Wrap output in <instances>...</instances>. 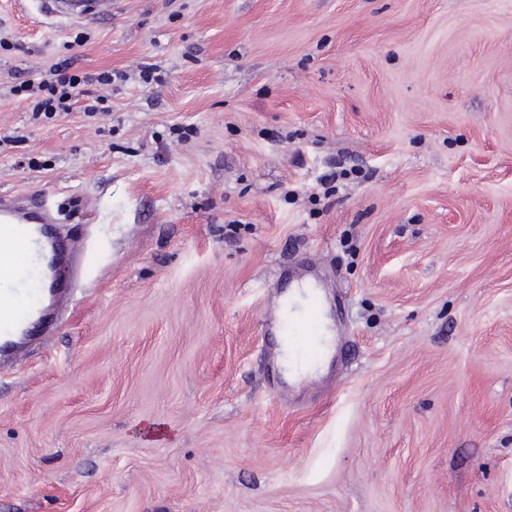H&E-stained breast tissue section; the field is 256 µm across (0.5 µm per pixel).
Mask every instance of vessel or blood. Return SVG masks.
<instances>
[{"label": "vessel or blood", "instance_id": "1", "mask_svg": "<svg viewBox=\"0 0 512 512\" xmlns=\"http://www.w3.org/2000/svg\"><path fill=\"white\" fill-rule=\"evenodd\" d=\"M42 5L47 15L79 20L112 10V0H97L90 11L83 0H42ZM53 221L45 195L0 193V257L11 260L9 268L0 273L9 281L8 287L0 289L1 364L12 357L27 337L37 335L47 320L45 309L22 308V297L46 294L59 300L73 295L67 276L50 280L44 277L49 241L42 227ZM321 288V282L313 278L299 284L300 300L291 302L287 312L273 318L280 330L287 333L288 343L302 364L324 361L331 352L330 345L322 339L325 305Z\"/></svg>", "mask_w": 512, "mask_h": 512}]
</instances>
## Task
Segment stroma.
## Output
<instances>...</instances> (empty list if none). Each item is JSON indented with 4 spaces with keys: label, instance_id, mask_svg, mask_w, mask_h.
I'll list each match as a JSON object with an SVG mask.
<instances>
[{
    "label": "stroma",
    "instance_id": "stroma-1",
    "mask_svg": "<svg viewBox=\"0 0 512 512\" xmlns=\"http://www.w3.org/2000/svg\"><path fill=\"white\" fill-rule=\"evenodd\" d=\"M63 58L162 84L33 115ZM43 190L89 251L0 370V512H512V0H0V192ZM44 12L49 16H66L72 19L97 18L100 13L112 12V0H98L92 11L85 9V2L73 0H42ZM307 281V283H302ZM297 285L301 300L291 302L288 314H276L274 323L282 332H288V343L300 364H318L331 352V344L322 340L324 336V302L320 281L306 278Z\"/></svg>",
    "mask_w": 512,
    "mask_h": 512
}]
</instances>
